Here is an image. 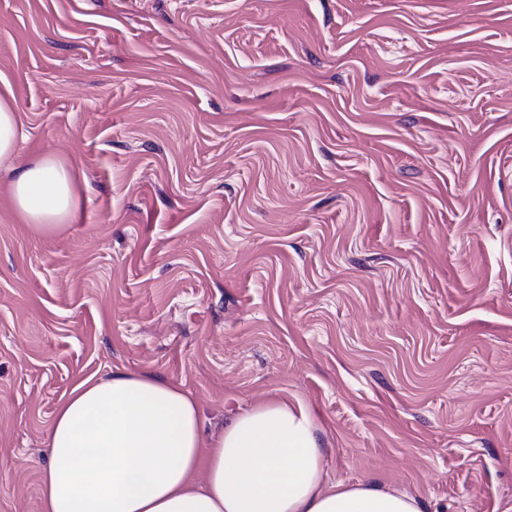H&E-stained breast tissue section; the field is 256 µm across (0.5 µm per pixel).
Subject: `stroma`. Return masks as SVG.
Wrapping results in <instances>:
<instances>
[{
	"instance_id": "stroma-1",
	"label": "stroma",
	"mask_w": 512,
	"mask_h": 512,
	"mask_svg": "<svg viewBox=\"0 0 512 512\" xmlns=\"http://www.w3.org/2000/svg\"><path fill=\"white\" fill-rule=\"evenodd\" d=\"M32 235L0 174V512H42L81 380L180 384L204 435L312 413L332 480L512 512V0H0ZM19 112L0 97V171L12 175L14 209L28 230L44 235L69 224L78 207L74 170L53 155L20 164L17 157Z\"/></svg>"
}]
</instances>
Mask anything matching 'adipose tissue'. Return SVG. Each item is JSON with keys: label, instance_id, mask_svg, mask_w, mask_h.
Returning a JSON list of instances; mask_svg holds the SVG:
<instances>
[{"label": "adipose tissue", "instance_id": "ef3b65f1", "mask_svg": "<svg viewBox=\"0 0 512 512\" xmlns=\"http://www.w3.org/2000/svg\"><path fill=\"white\" fill-rule=\"evenodd\" d=\"M20 127L0 98V171L22 223L44 235L75 216V172L52 155L19 163ZM48 453L43 512H423L407 493L330 480L303 404L257 402L207 439L194 400L149 373L78 383L56 409Z\"/></svg>", "mask_w": 512, "mask_h": 512}]
</instances>
